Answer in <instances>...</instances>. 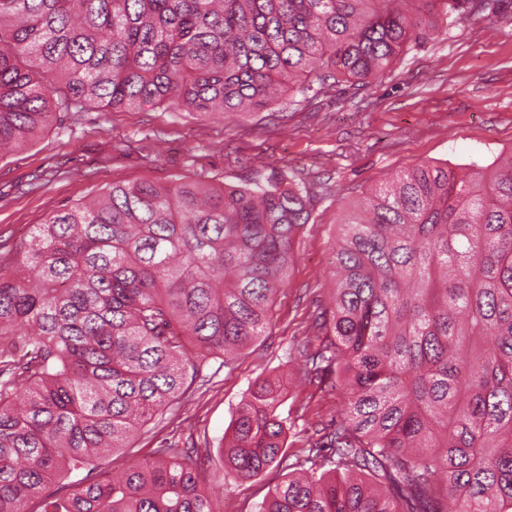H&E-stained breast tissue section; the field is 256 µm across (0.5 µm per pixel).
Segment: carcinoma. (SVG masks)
<instances>
[{"mask_svg":"<svg viewBox=\"0 0 512 512\" xmlns=\"http://www.w3.org/2000/svg\"><path fill=\"white\" fill-rule=\"evenodd\" d=\"M0 0V150L73 101L211 116L367 80L417 33L501 0ZM310 199L270 178L114 184L35 226L0 263V512H219L205 463L175 448L93 471L270 328ZM332 305L290 359L345 395L336 427L288 463L281 393L254 384L224 481L282 480L257 512H512V153L458 176L422 163L336 225ZM38 270L34 281L26 268Z\"/></svg>","mask_w":512,"mask_h":512,"instance_id":"cac0c4a2","label":"carcinoma"}]
</instances>
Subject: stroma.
Instances as JSON below:
<instances>
[{
  "label": "stroma",
  "mask_w": 512,
  "mask_h": 512,
  "mask_svg": "<svg viewBox=\"0 0 512 512\" xmlns=\"http://www.w3.org/2000/svg\"><path fill=\"white\" fill-rule=\"evenodd\" d=\"M512 151V0L495 17L467 15L407 43L382 75L327 83L316 98L296 90L259 112L208 117L144 104L104 112L57 113L21 150L0 155V262L16 260L35 225L109 186L176 178L244 186L271 177L303 186L311 220L293 242L290 280L277 294L265 336L231 365L210 360L207 383L186 394L108 457L105 471L125 470L153 449H196L207 457L204 481L223 512H255L280 480L277 470L224 484L222 448L250 386L279 379L288 419L289 460L308 438L335 423L345 397L306 382L288 360L311 315L330 305L336 226L352 206L398 173L422 162L467 173Z\"/></svg>",
  "instance_id": "35a3bbf8"
}]
</instances>
